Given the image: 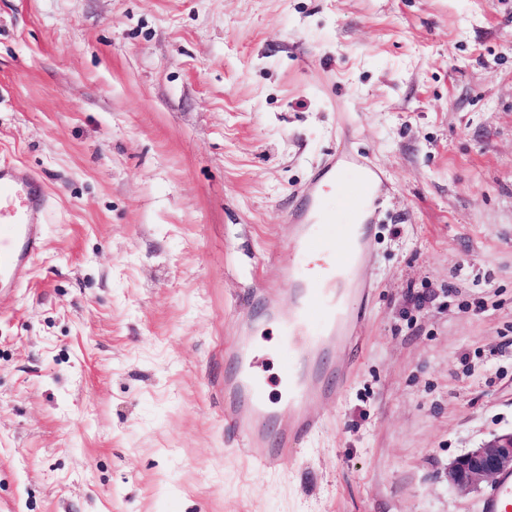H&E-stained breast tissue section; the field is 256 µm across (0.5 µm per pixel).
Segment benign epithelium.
<instances>
[{
    "instance_id": "obj_1",
    "label": "benign epithelium",
    "mask_w": 512,
    "mask_h": 512,
    "mask_svg": "<svg viewBox=\"0 0 512 512\" xmlns=\"http://www.w3.org/2000/svg\"><path fill=\"white\" fill-rule=\"evenodd\" d=\"M504 474H512V431L460 455L448 468V483L469 493Z\"/></svg>"
}]
</instances>
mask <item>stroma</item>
<instances>
[{
    "label": "stroma",
    "mask_w": 512,
    "mask_h": 512,
    "mask_svg": "<svg viewBox=\"0 0 512 512\" xmlns=\"http://www.w3.org/2000/svg\"><path fill=\"white\" fill-rule=\"evenodd\" d=\"M385 180L363 357L261 472L224 351L330 159ZM0 163L48 195L0 294V512H483L448 467L512 430V0H0Z\"/></svg>",
    "instance_id": "1"
}]
</instances>
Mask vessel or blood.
Segmentation results:
<instances>
[{
    "mask_svg": "<svg viewBox=\"0 0 512 512\" xmlns=\"http://www.w3.org/2000/svg\"><path fill=\"white\" fill-rule=\"evenodd\" d=\"M346 199L350 224L338 236L315 228L319 183L308 186L301 205L290 213L295 223L299 263L287 272L289 312L276 315L288 358L280 384L288 392V426L276 430L280 411L271 404L267 382L247 370L248 343L225 352L228 372L224 379V438L253 467L278 468L286 449L308 440L316 423L304 413L318 400H333L344 390L352 369L363 354V311L347 308L336 296L337 275L352 277L365 260L370 241L366 221L377 209L383 184L378 173L361 164L352 176L331 179ZM46 191L27 170L0 166V293L11 292L30 275L42 248ZM327 259L322 277H312L307 256ZM484 512H512V475L504 476Z\"/></svg>",
    "mask_w": 512,
    "mask_h": 512,
    "instance_id": "obj_1",
    "label": "vessel or blood"
}]
</instances>
